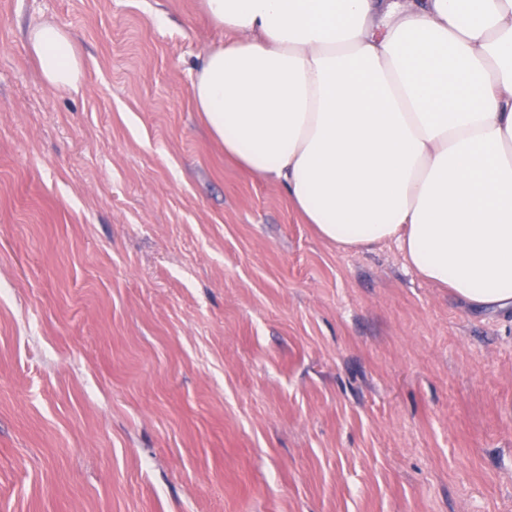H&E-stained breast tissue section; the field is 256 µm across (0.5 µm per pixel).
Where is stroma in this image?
I'll list each match as a JSON object with an SVG mask.
<instances>
[{
    "instance_id": "1",
    "label": "stroma",
    "mask_w": 512,
    "mask_h": 512,
    "mask_svg": "<svg viewBox=\"0 0 512 512\" xmlns=\"http://www.w3.org/2000/svg\"><path fill=\"white\" fill-rule=\"evenodd\" d=\"M227 38L200 0H0V512H512V314L226 157L192 84ZM27 44L48 86L64 91L77 89L82 64L65 30L52 22H43L28 32Z\"/></svg>"
}]
</instances>
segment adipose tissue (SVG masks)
Listing matches in <instances>:
<instances>
[{
	"label": "adipose tissue",
	"mask_w": 512,
	"mask_h": 512,
	"mask_svg": "<svg viewBox=\"0 0 512 512\" xmlns=\"http://www.w3.org/2000/svg\"><path fill=\"white\" fill-rule=\"evenodd\" d=\"M232 38L193 82L224 153L343 249L395 242L469 309L512 310V0H203ZM43 81L82 64L51 22Z\"/></svg>",
	"instance_id": "1"
}]
</instances>
